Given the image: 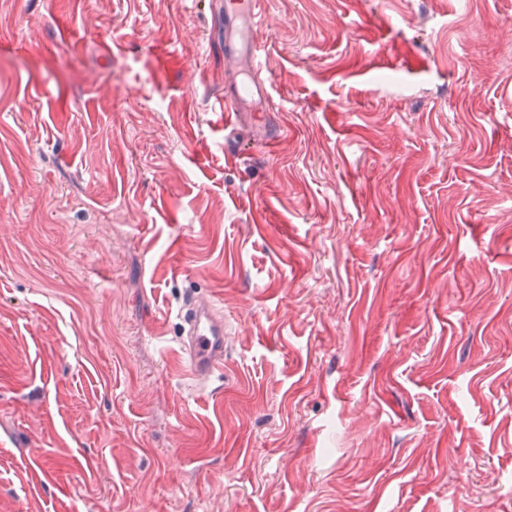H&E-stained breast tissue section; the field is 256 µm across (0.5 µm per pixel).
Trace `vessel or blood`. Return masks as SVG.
Returning a JSON list of instances; mask_svg holds the SVG:
<instances>
[{
  "mask_svg": "<svg viewBox=\"0 0 512 512\" xmlns=\"http://www.w3.org/2000/svg\"><path fill=\"white\" fill-rule=\"evenodd\" d=\"M263 23L261 0H222L215 12L224 68L237 77L232 89L212 106L213 111L230 114L225 132H234L236 124L270 109L268 83L260 68L264 44L258 32ZM181 321V342L190 371L197 381H208L224 363V321L210 299L193 292L183 296Z\"/></svg>",
  "mask_w": 512,
  "mask_h": 512,
  "instance_id": "1",
  "label": "vessel or blood"
}]
</instances>
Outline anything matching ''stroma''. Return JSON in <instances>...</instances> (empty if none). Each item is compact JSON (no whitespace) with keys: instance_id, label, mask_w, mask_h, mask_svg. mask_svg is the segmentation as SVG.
<instances>
[{"instance_id":"stroma-1","label":"stroma","mask_w":512,"mask_h":512,"mask_svg":"<svg viewBox=\"0 0 512 512\" xmlns=\"http://www.w3.org/2000/svg\"><path fill=\"white\" fill-rule=\"evenodd\" d=\"M262 8L232 161L209 9L0 0V512H512V0ZM180 309L181 342L190 371L197 381H208L224 364V319L210 299L195 292L183 295Z\"/></svg>"}]
</instances>
